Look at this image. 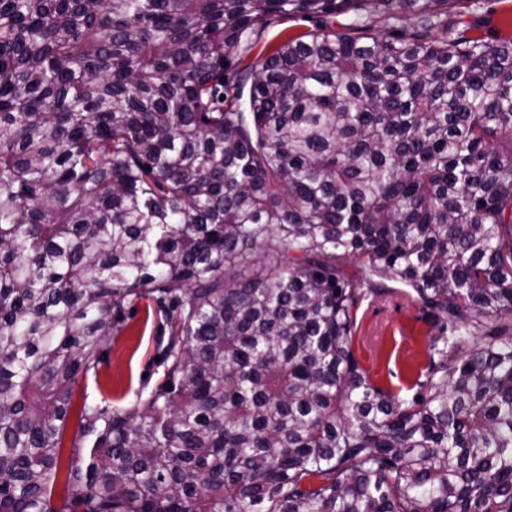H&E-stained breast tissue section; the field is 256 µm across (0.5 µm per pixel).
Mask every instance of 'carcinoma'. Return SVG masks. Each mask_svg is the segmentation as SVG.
Instances as JSON below:
<instances>
[{
    "label": "carcinoma",
    "mask_w": 512,
    "mask_h": 512,
    "mask_svg": "<svg viewBox=\"0 0 512 512\" xmlns=\"http://www.w3.org/2000/svg\"><path fill=\"white\" fill-rule=\"evenodd\" d=\"M418 2L0 0V512H512V43ZM271 16L321 26L233 69ZM144 302L162 380L74 405ZM390 292L365 294L359 301L353 329V352L373 381L411 396L419 368L427 364L428 346L438 335L434 320L412 300V289L385 281ZM408 292V294H405Z\"/></svg>",
    "instance_id": "carcinoma-1"
}]
</instances>
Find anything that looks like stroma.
I'll return each mask as SVG.
<instances>
[{"instance_id":"1","label":"stroma","mask_w":512,"mask_h":512,"mask_svg":"<svg viewBox=\"0 0 512 512\" xmlns=\"http://www.w3.org/2000/svg\"><path fill=\"white\" fill-rule=\"evenodd\" d=\"M472 25L473 35L492 33L512 41V0H490L486 9L468 12L459 4ZM314 22L276 18L265 26L249 54L236 57L240 69L257 65L282 38L313 30ZM384 295L365 294L359 301L353 329V352L373 381L393 390L414 382L417 371L427 363L428 346L438 333L433 319L412 300L404 285L389 282ZM161 334L157 317L138 309L122 335L108 339L104 361L96 378L83 381L79 395L89 400H107L113 407H131L142 388L153 386L163 374L157 361V341Z\"/></svg>"}]
</instances>
